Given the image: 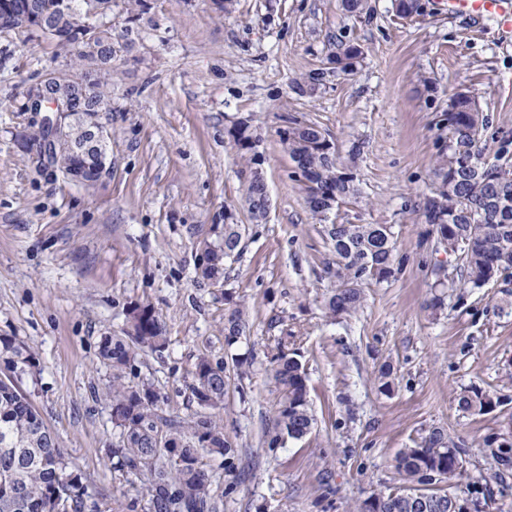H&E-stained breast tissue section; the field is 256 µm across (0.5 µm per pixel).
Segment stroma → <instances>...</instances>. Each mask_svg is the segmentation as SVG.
Returning <instances> with one entry per match:
<instances>
[{"instance_id": "1", "label": "stroma", "mask_w": 512, "mask_h": 512, "mask_svg": "<svg viewBox=\"0 0 512 512\" xmlns=\"http://www.w3.org/2000/svg\"><path fill=\"white\" fill-rule=\"evenodd\" d=\"M400 18L392 0L347 13L342 0H146L134 49L113 60L112 109L104 113L112 171L87 189L36 159L40 112H19L23 91L63 59L42 41L0 37V336L34 350L42 370L21 391L84 477L89 512H144L145 479L114 473L106 450L118 430L103 390L112 371L98 355L104 334H122L129 310L147 304L168 346L139 357L163 411L184 419L199 357L226 359L224 315L244 304L238 352L244 377L227 374L224 434L244 470L230 484L207 464L220 512H354L403 485L397 453L433 427L463 445L458 488L490 467L486 438L512 435V270L464 288L456 255L437 247L420 206L429 192L448 96L470 88L489 118L483 145L512 139V37L496 22L446 13L439 0ZM362 50L354 71L333 69L337 44ZM318 73L315 91L298 81ZM319 125L361 195L336 216L388 224L403 259L391 282L369 285L357 314L329 317L336 286L322 224L282 143L289 119ZM248 127L270 207L251 218L248 158L232 133ZM360 153H353V146ZM240 224L243 251L224 283L198 282L197 244L217 226ZM455 281L447 306L427 309L435 268ZM291 335L308 376L315 424L305 438L271 448L280 398L269 359ZM391 364L396 389L375 376ZM476 387L499 397L484 415L454 398Z\"/></svg>"}]
</instances>
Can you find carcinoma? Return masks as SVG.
Wrapping results in <instances>:
<instances>
[{"mask_svg": "<svg viewBox=\"0 0 512 512\" xmlns=\"http://www.w3.org/2000/svg\"><path fill=\"white\" fill-rule=\"evenodd\" d=\"M17 2L0 0V34H23L51 44L55 55L66 60L65 68L50 71L54 85L83 87L84 95L76 104L80 122L94 124L102 106L112 105L109 61L130 50L129 43L121 44L112 35V0H26L23 8L15 7ZM128 3L125 31L129 33L146 5L143 0ZM86 23L96 29V39L94 46L82 49L76 40ZM361 56L359 47L341 43L330 62L346 72L355 68ZM488 126L473 92L461 88L449 96L440 119L446 136L432 165L430 195L421 206L436 244L460 256L472 288H482L512 268V140H501L495 155L488 157L481 147ZM283 144L299 164L295 173L315 219L325 220L359 194L354 175L331 162L333 145L316 124L290 120ZM245 198L251 206L268 202L265 184L248 179ZM325 231L336 277L326 309L334 317L350 316L363 305L364 282L387 281L399 270L397 242L387 224H327ZM242 233V225L226 224L220 240L200 242L203 262L196 269L198 280L209 284L224 278L226 261L241 252ZM245 326V311L238 305L224 318L225 344L234 346ZM166 345L165 325L147 305L130 309L126 335L101 337L100 357L112 367V382L103 396L119 428L107 459L123 475L138 477L149 471L145 512H218V496L203 458L221 459L225 475L238 480L235 450L214 414L224 405L227 366L199 358L192 394L202 412L192 420L165 416L153 383H135L126 377L140 354L161 353ZM0 361L9 372L0 379V512H84L87 491L82 475L70 467L55 436L18 386L22 377L39 373V358L24 344L3 336ZM270 363L281 393L275 432L268 441L273 448L286 437L299 440L311 433L314 416L306 372L288 352V337L277 340ZM455 400L461 411L473 414H485L499 404V398L477 388L461 391ZM485 446L493 468L477 481L479 497L471 500L474 512H483L481 505L493 500L495 488L512 475V439L497 436L486 440ZM459 459V444L435 427L415 447L401 450L394 467L410 483L420 484L431 473L451 482L461 472Z\"/></svg>", "mask_w": 512, "mask_h": 512, "instance_id": "obj_1", "label": "carcinoma"}]
</instances>
